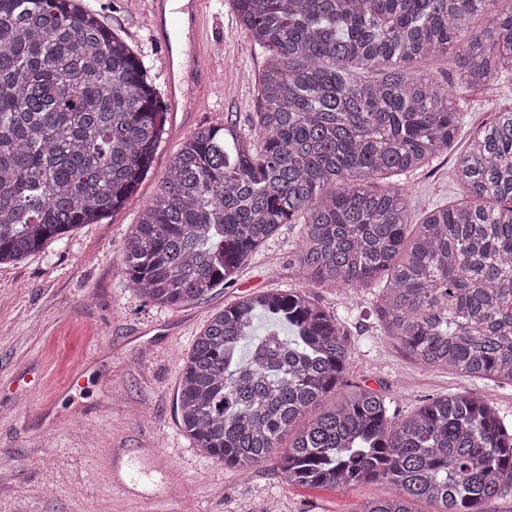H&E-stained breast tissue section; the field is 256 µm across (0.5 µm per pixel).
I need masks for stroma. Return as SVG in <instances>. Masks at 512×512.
<instances>
[{
  "label": "stroma",
  "mask_w": 512,
  "mask_h": 512,
  "mask_svg": "<svg viewBox=\"0 0 512 512\" xmlns=\"http://www.w3.org/2000/svg\"><path fill=\"white\" fill-rule=\"evenodd\" d=\"M86 4L143 52L157 93H164L162 50L151 39L144 0ZM203 9L223 94L203 91L202 111L167 122L147 175L124 206L23 262L0 264V512H353L392 493L380 481L336 489L293 485L274 458L247 471L227 468L202 455L179 424L182 363L208 321L247 294L302 285L294 266L299 224L281 225L234 280L182 307L147 302L124 274L121 247L185 139L227 122L250 129L258 110L268 52L251 42L231 0H204ZM455 102L466 114L461 136L469 138L493 109H512V69L488 86L458 90ZM395 181L407 188L416 222L466 199L451 156ZM309 293L347 336V384L379 391L390 415L477 392L512 418V385L422 369L385 336L375 313L377 289L348 295L313 286ZM105 448L125 449L136 481L120 486L101 477ZM161 456L169 457V470L158 467Z\"/></svg>",
  "instance_id": "stroma-1"
}]
</instances>
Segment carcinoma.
Returning <instances> with one entry per match:
<instances>
[{
  "mask_svg": "<svg viewBox=\"0 0 512 512\" xmlns=\"http://www.w3.org/2000/svg\"><path fill=\"white\" fill-rule=\"evenodd\" d=\"M232 3L271 53L254 128L202 127L183 143L123 245L129 286L159 306L200 300L301 219L305 285L380 280L383 332L415 363L512 384V110L458 154L464 203L414 224L402 185L374 188L448 155L465 124L448 84L413 65L452 48L460 84L495 81L512 68V0ZM166 119L143 53L84 0H0V264L124 205ZM351 358L305 289L248 294L183 362L181 428L228 468L265 462L290 434L288 481L392 487L354 512H482L512 486V428L489 399L448 394L396 419L380 394L342 391Z\"/></svg>",
  "mask_w": 512,
  "mask_h": 512,
  "instance_id": "cac0c4a2",
  "label": "carcinoma"
}]
</instances>
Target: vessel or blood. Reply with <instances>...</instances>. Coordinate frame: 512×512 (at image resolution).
Instances as JSON below:
<instances>
[{"instance_id": "1", "label": "vessel or blood", "mask_w": 512, "mask_h": 512, "mask_svg": "<svg viewBox=\"0 0 512 512\" xmlns=\"http://www.w3.org/2000/svg\"><path fill=\"white\" fill-rule=\"evenodd\" d=\"M171 2L148 0L151 35L164 53L170 111L194 112L198 109V90L210 85L215 73L206 57L203 0H184L183 6L177 9L172 8Z\"/></svg>"}]
</instances>
